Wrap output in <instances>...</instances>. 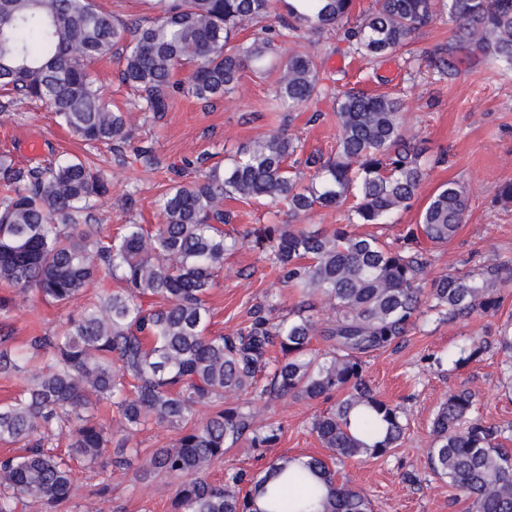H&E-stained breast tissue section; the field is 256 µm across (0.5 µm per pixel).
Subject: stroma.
<instances>
[{"label": "stroma", "instance_id": "obj_1", "mask_svg": "<svg viewBox=\"0 0 512 512\" xmlns=\"http://www.w3.org/2000/svg\"><path fill=\"white\" fill-rule=\"evenodd\" d=\"M453 40V25L442 18L415 34L410 51L400 50L370 63L351 52L341 31L302 29L296 45L315 58L326 95L293 111L276 107L281 69L279 59L273 57L263 73L245 71L236 91L223 98L205 102L175 95L168 112L157 120L141 111L140 92L121 84L118 59H104L90 65V75L105 99L126 112L132 146L152 148L154 164L130 165L110 147L86 145L60 125L46 105L3 92L0 151L11 153L24 167L62 152L94 161L109 188L97 203L95 221L113 235L124 224L151 227L161 223L159 199L165 189L197 180L214 165L228 164L238 147L279 127L300 139L305 152H332L336 146L335 91L356 88L370 94H398L406 102V128L422 140L425 159L444 154L448 161L429 169L414 200L399 212L395 223L365 224L362 232L387 240L398 237L417 222L439 185L456 180L467 188L469 212L453 241L435 251L430 275L494 257L510 261L512 203L498 202L494 189L512 182V69H504L492 56L466 45L452 56L455 73L438 77L428 69L427 55L435 46ZM33 140L41 143L40 153L28 152ZM267 295L277 297L280 316L299 300L293 289L282 286L258 250L245 244L227 253L220 286L209 298L210 333L227 334L244 326L250 307ZM69 312V307L43 302L35 294H19L6 327L19 345L29 336L54 329ZM510 316L512 294L505 298L497 318L476 315L463 321L432 320L424 331L411 332L398 344L367 358L370 382L408 415L405 438L392 455L348 459L337 467L339 480L368 495L373 512H466L467 503L459 492L427 468L431 420L448 393L468 389L475 393L487 425L512 426V394L502 382L499 356L488 354L460 367L455 364L471 334L493 330L495 319ZM328 407L320 399L256 403L261 420L280 424L278 442L259 449L239 442L212 469V478L222 479L229 467L259 471L281 455L325 456V448L311 431V421ZM97 483L92 473L78 474L76 500L81 512L171 510L173 489L168 478L134 485L118 471L104 498L96 493Z\"/></svg>", "mask_w": 512, "mask_h": 512}]
</instances>
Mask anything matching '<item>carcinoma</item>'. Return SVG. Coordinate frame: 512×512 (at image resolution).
I'll list each match as a JSON object with an SVG mask.
<instances>
[{
    "instance_id": "carcinoma-1",
    "label": "carcinoma",
    "mask_w": 512,
    "mask_h": 512,
    "mask_svg": "<svg viewBox=\"0 0 512 512\" xmlns=\"http://www.w3.org/2000/svg\"><path fill=\"white\" fill-rule=\"evenodd\" d=\"M354 0L284 3L282 40L303 27H343L355 52L380 60L409 45L416 31L446 14L456 40L473 44L512 69V0H375L347 26ZM159 16L124 22L94 0H0V87L41 101L59 122L88 143L131 139L125 113L112 109L88 65L122 46L121 80L142 92L144 110L168 111L176 92L210 101L235 91L243 72L261 70L282 50L271 39L236 43L247 23L267 18L274 0H155ZM436 50L430 63L451 74ZM278 104L297 109L326 93L313 58L282 54ZM190 69L187 81L176 74ZM399 96L348 89L336 95V149L303 152L280 130L240 147L227 167L214 166L190 186L174 185L159 200L163 223L150 231L126 224L112 238L91 223L107 183L86 161L62 157L21 167L0 154V284L43 301L68 304L99 274L96 299L61 320L53 333L31 336L26 350L0 335V374L29 370L28 384L0 405V512H78L77 466L98 477L97 494L111 490L112 472L142 482L172 481V512H373L361 490L339 481L335 464L391 454L405 434V411L383 399L366 378L364 358L438 320L496 316L500 289L512 265L491 260L475 268L427 278L433 252L450 243L469 209L466 188L440 185L417 224L393 242L358 233L359 224H388L409 206L425 179L422 148L404 132ZM310 173L302 186L288 165ZM258 201L290 218L317 208L343 210L345 223L309 230L285 221L224 232L233 221L224 200ZM247 240L264 254L299 303L281 319L276 299L250 309L247 325L210 334L208 298L220 284L224 255ZM328 306L324 323L318 304ZM329 348L311 347L317 337ZM506 355L502 374L512 383V319L495 325L493 340L475 335L456 363ZM284 355L281 361L273 350ZM272 401L337 397L312 422L328 459L279 456L260 475L229 469L212 482L210 470L244 436L254 448L280 438L275 423L256 425L249 405L224 406V397ZM115 408L112 432L98 404ZM212 412L200 417V410ZM151 425L177 438L139 462L131 438ZM428 465L469 502V512H512V452L506 430L477 415L476 397L457 390L432 420ZM68 437V451L58 442ZM303 484L309 498L290 504L282 490ZM263 497L266 507H257Z\"/></svg>"
}]
</instances>
